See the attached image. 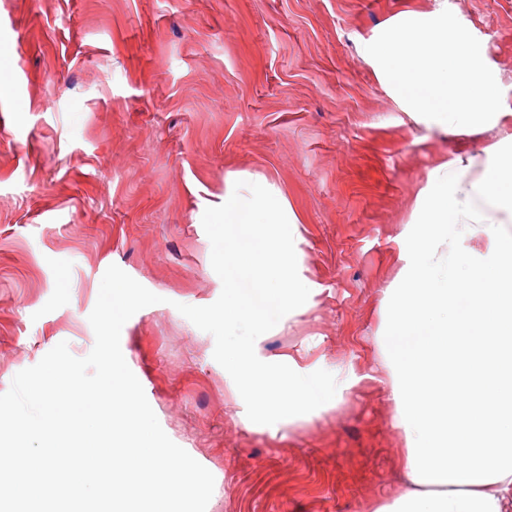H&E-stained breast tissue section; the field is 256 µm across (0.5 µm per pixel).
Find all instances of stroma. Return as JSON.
Masks as SVG:
<instances>
[{
  "instance_id": "35a3bbf8",
  "label": "stroma",
  "mask_w": 512,
  "mask_h": 512,
  "mask_svg": "<svg viewBox=\"0 0 512 512\" xmlns=\"http://www.w3.org/2000/svg\"><path fill=\"white\" fill-rule=\"evenodd\" d=\"M451 10L512 109V0H0V393L88 317L118 265L163 301L120 346L168 437L214 476L207 512H368L398 496L405 438L378 382L384 288L405 275L439 167L482 160L489 124L416 116L368 44ZM231 174L275 181L309 288L260 356L332 373V409L259 425L215 340L177 309L221 294L202 226Z\"/></svg>"
}]
</instances>
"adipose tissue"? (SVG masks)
<instances>
[{"instance_id":"1","label":"adipose tissue","mask_w":512,"mask_h":512,"mask_svg":"<svg viewBox=\"0 0 512 512\" xmlns=\"http://www.w3.org/2000/svg\"><path fill=\"white\" fill-rule=\"evenodd\" d=\"M380 338L404 491L373 512H512V152L441 169ZM486 227L494 260L456 251Z\"/></svg>"}]
</instances>
